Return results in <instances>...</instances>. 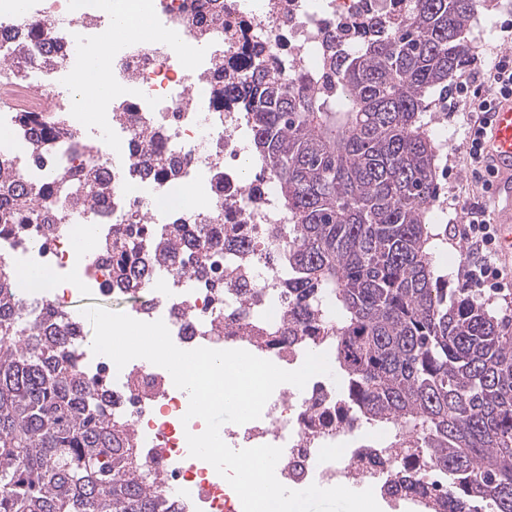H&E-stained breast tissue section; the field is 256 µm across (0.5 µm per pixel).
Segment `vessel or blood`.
Masks as SVG:
<instances>
[{
    "mask_svg": "<svg viewBox=\"0 0 512 512\" xmlns=\"http://www.w3.org/2000/svg\"><path fill=\"white\" fill-rule=\"evenodd\" d=\"M482 147L485 159L494 171V191L502 202L495 218L499 226L501 255L512 258V97L495 101Z\"/></svg>",
    "mask_w": 512,
    "mask_h": 512,
    "instance_id": "b4317fda",
    "label": "vessel or blood"
}]
</instances>
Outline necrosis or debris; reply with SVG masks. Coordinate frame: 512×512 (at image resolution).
I'll use <instances>...</instances> for the list:
<instances>
[{
  "mask_svg": "<svg viewBox=\"0 0 512 512\" xmlns=\"http://www.w3.org/2000/svg\"><path fill=\"white\" fill-rule=\"evenodd\" d=\"M112 0L94 8H73L70 0H0V28L40 25L59 46L55 61L33 66L25 80L0 74V93L12 106L0 113L10 136L0 141L5 159L23 182L68 183L88 164L109 175L105 202L96 210L77 208L60 193L51 204L57 224H13L0 231V272L48 271L59 289L43 291L19 283L26 310L72 307L77 296H117L108 264L101 259L121 229L150 239L167 224H205L219 235L224 224L240 225L253 250L212 249L184 254L175 264L154 269L151 288L128 311L130 317L163 320L180 349H243L292 371L302 366L310 345L297 341L278 350L251 337L225 334L223 326L276 327L286 305L279 284L280 259L292 219L281 205L280 189L267 172L246 180L252 138L250 112L236 93L217 98L224 77L249 70L262 55L269 73L297 82L319 71L323 34L333 26H355L382 0H128L143 22L139 35L112 17ZM110 54H102L103 43ZM109 79L105 111L92 110L82 90L99 74ZM54 108L91 151L61 152L36 145L17 112L45 115ZM158 131L156 152L171 156L176 170L164 180L144 177L131 138L133 129ZM197 197L195 206L185 204ZM89 231L92 249L79 252V231ZM203 273H196L197 265ZM90 378L111 388L115 411L133 430L138 448L155 468L164 492L179 512H243L230 484L208 462L191 457L187 433L205 429L202 419H186L189 396L175 387L167 370L135 359L116 368L80 346ZM401 433L355 415L335 380L312 377L304 388L275 389L259 419L227 429L224 441L239 449L282 447L275 469L285 487L323 488L367 480L387 485L395 470L410 468L411 456L393 449Z\"/></svg>",
  "mask_w": 512,
  "mask_h": 512,
  "instance_id": "4bbe7bcc",
  "label": "necrosis or debris"
}]
</instances>
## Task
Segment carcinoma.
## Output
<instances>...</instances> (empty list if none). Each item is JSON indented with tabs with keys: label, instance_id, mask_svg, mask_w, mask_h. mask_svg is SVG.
Here are the masks:
<instances>
[{
	"label": "carcinoma",
	"instance_id": "obj_1",
	"mask_svg": "<svg viewBox=\"0 0 512 512\" xmlns=\"http://www.w3.org/2000/svg\"><path fill=\"white\" fill-rule=\"evenodd\" d=\"M478 0H410L405 14H367L350 46L325 33L321 70L292 85L255 66L238 78L254 115V153L279 184L294 218L288 229L287 300L282 323L246 327L256 343L285 349L295 336L323 341L316 312L336 305L331 348L343 399L375 423L399 425L393 446L419 449L435 491L452 512H512V333L477 298L448 289L429 247L428 205L436 197L435 150L424 113L448 97V80L474 58ZM35 29L0 30L18 45L7 61L23 75L54 59L26 56ZM18 122L35 139L79 138L59 120ZM144 171L162 176L168 156L149 154ZM74 205L104 201L99 173L83 181L23 185L0 164V225L26 214L53 224L58 190ZM205 224H170L149 248L116 235L106 262L134 296L159 260L206 251ZM83 328L67 314L32 318L15 280L0 275V512H164L160 487L127 425L112 420V391L80 367Z\"/></svg>",
	"mask_w": 512,
	"mask_h": 512
}]
</instances>
